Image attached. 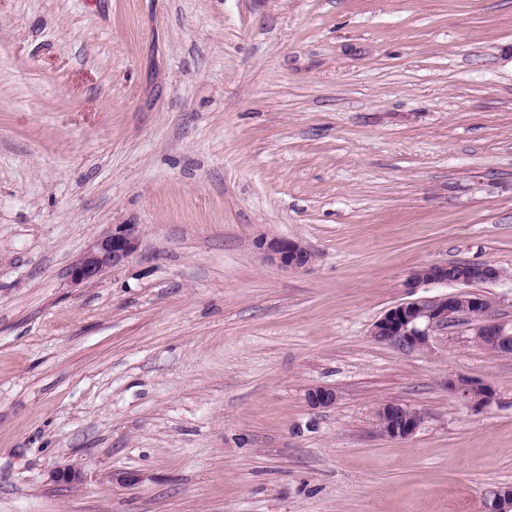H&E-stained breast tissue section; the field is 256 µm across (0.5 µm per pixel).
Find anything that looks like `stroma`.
<instances>
[{
	"instance_id": "1",
	"label": "stroma",
	"mask_w": 512,
	"mask_h": 512,
	"mask_svg": "<svg viewBox=\"0 0 512 512\" xmlns=\"http://www.w3.org/2000/svg\"><path fill=\"white\" fill-rule=\"evenodd\" d=\"M114 224L137 252L73 283ZM462 261L512 322V0H0V512H483L512 356L371 334ZM257 248L265 261L283 269H302L315 259V252L307 244L289 238L265 236L257 241ZM467 271L456 278L448 275V263H427L415 269L407 280V288L415 294L420 288L432 285H455L470 287L494 282L503 277L504 272L493 264L486 262H463ZM447 386L464 406L474 411H481L495 401V394L489 387L464 377L448 378ZM377 417L381 431L394 439L410 438L423 422L420 412L412 411L409 406L398 402L383 405Z\"/></svg>"
}]
</instances>
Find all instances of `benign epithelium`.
<instances>
[{"label": "benign epithelium", "instance_id": "7a95c632", "mask_svg": "<svg viewBox=\"0 0 512 512\" xmlns=\"http://www.w3.org/2000/svg\"><path fill=\"white\" fill-rule=\"evenodd\" d=\"M139 238L136 225L113 224L72 262L71 281L95 283L109 270L125 264L137 251ZM265 261L283 269L298 270L310 265L315 252L305 243L278 236H265L257 241ZM467 271L455 278L448 275L449 264L427 263L415 269L407 280V288L415 294L432 285H455L461 290L437 297L417 298L400 303L385 312L372 327L371 334L380 342L394 343L418 350H429L435 332L467 318L473 327V339L484 336L493 341L500 355H512V324L489 318L488 296L468 290V287L499 280L504 271L486 262H468ZM448 389L466 407L481 411L495 401L493 391L478 382L463 377L447 380ZM307 400L313 406H329L336 400L334 391L325 387L308 390ZM381 431L390 438L407 439L423 422V416L409 406L390 402L377 412ZM485 512H512V487L487 491Z\"/></svg>", "mask_w": 512, "mask_h": 512}]
</instances>
